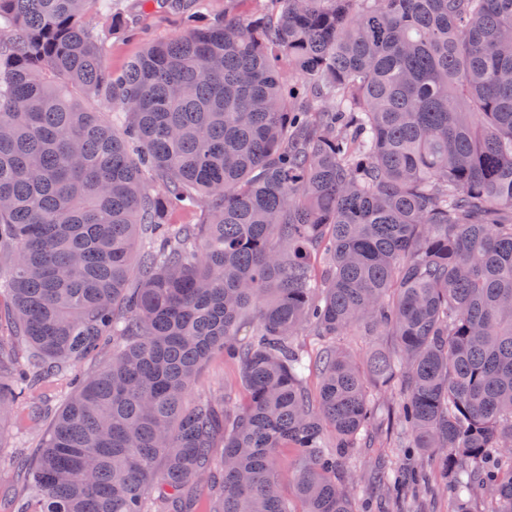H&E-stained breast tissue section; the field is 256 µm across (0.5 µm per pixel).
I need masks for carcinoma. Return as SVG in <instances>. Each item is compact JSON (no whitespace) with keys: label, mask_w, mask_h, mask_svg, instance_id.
I'll list each match as a JSON object with an SVG mask.
<instances>
[{"label":"carcinoma","mask_w":512,"mask_h":512,"mask_svg":"<svg viewBox=\"0 0 512 512\" xmlns=\"http://www.w3.org/2000/svg\"><path fill=\"white\" fill-rule=\"evenodd\" d=\"M103 2L0 0V439L19 385L112 337L18 512H152L151 487L172 512H292L283 448L300 512H357L371 388L395 382V447L446 451L455 512L477 492L512 512V0H260L116 79ZM187 202L199 223H167ZM351 331L393 345L358 362ZM217 352L241 405L188 399ZM297 459L290 451H283L279 455V474L281 480V489L283 495L288 498V502L298 506L294 474L297 468Z\"/></svg>","instance_id":"cac0c4a2"}]
</instances>
